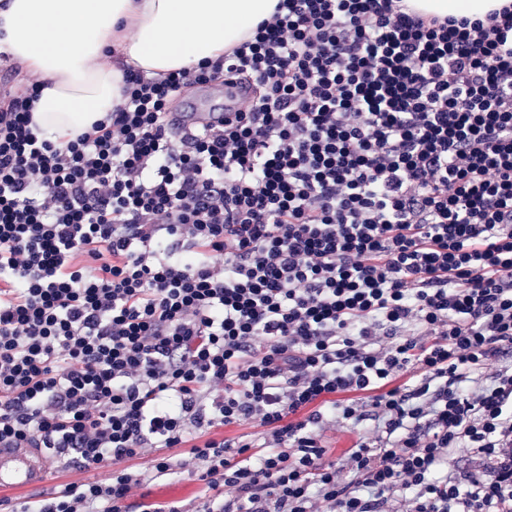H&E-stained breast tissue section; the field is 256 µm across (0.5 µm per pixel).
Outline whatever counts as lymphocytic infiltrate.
<instances>
[{"label": "lymphocytic infiltrate", "instance_id": "obj_1", "mask_svg": "<svg viewBox=\"0 0 512 512\" xmlns=\"http://www.w3.org/2000/svg\"><path fill=\"white\" fill-rule=\"evenodd\" d=\"M227 77L233 111L169 128ZM40 85L0 110V446L163 454L18 512H181L132 493L184 444L196 512H512L511 9L277 0L57 143ZM345 423L367 429L328 460ZM408 6L420 13L430 15H457L471 19H483L485 15L504 5L511 4V0H408ZM360 432L347 426H339L324 434L323 445L326 446V457L330 460L343 458L348 448L359 442Z\"/></svg>", "mask_w": 512, "mask_h": 512}]
</instances>
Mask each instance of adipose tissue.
Masks as SVG:
<instances>
[{
  "label": "adipose tissue",
  "instance_id": "obj_1",
  "mask_svg": "<svg viewBox=\"0 0 512 512\" xmlns=\"http://www.w3.org/2000/svg\"><path fill=\"white\" fill-rule=\"evenodd\" d=\"M512 0H410L430 15L484 18ZM277 0H0V52L42 76L33 120L60 141L123 102L126 68L158 76L223 57Z\"/></svg>",
  "mask_w": 512,
  "mask_h": 512
}]
</instances>
